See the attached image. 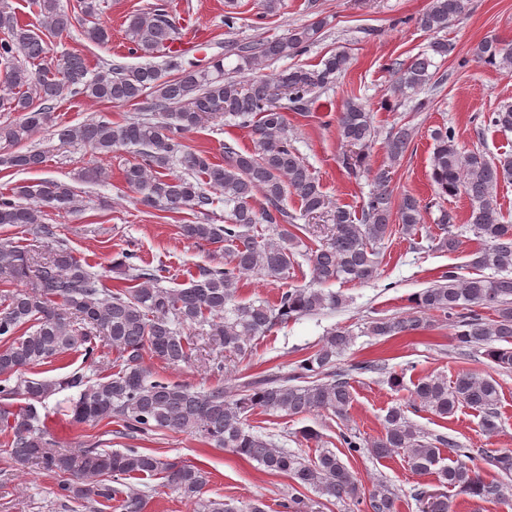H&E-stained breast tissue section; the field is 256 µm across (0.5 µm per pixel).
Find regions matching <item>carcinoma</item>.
Instances as JSON below:
<instances>
[{
  "label": "carcinoma",
  "mask_w": 512,
  "mask_h": 512,
  "mask_svg": "<svg viewBox=\"0 0 512 512\" xmlns=\"http://www.w3.org/2000/svg\"><path fill=\"white\" fill-rule=\"evenodd\" d=\"M38 14L41 33L19 23L16 13L0 0V82L6 93L0 109L16 112V122L0 124V165L16 171L33 170L45 162L46 151L14 147L44 127L53 128L59 144L80 145L107 155L124 148L139 156L123 171L127 186L137 194L139 205L175 212L186 206L198 210L213 203L207 190L224 193L232 205L223 224H181V236L224 248L230 261L224 267L201 266L184 288L163 286V277L136 255L123 253L114 265L125 285L110 289L102 276L78 259L56 227L43 222L44 209L75 213L83 198L71 185L40 179L14 183L0 196V226L14 227L51 244L48 256L0 241V433L14 464H31L48 473L64 475L57 485L61 505L83 502L91 512L109 507L117 512H146L149 494L128 483L130 479H165V486L194 503L195 512H265L257 503L240 507L203 497L209 472L183 461L167 460L137 448L123 451L86 445L76 451L60 448L50 437L47 419L39 409L60 390H70L68 412L77 425L102 421L122 426L120 434L170 431L196 435L212 448H228L237 456L257 462L266 471L285 474L292 493L280 507L285 512H314L316 502L309 491L344 503L363 506L366 512H397L398 495L380 483L371 491L361 484L336 452L322 448L312 458L290 453L252 432L249 417L255 411L283 412L288 416L326 412L340 421L348 419L353 402L348 375L336 367V356L351 343L353 335L338 327L327 332L316 348L294 362L291 372L253 376L232 391L215 386L193 391L185 385L155 375L144 364V355L177 366L191 357L193 343L182 334L197 327L224 352L237 359L252 353L253 341L277 325L310 315L324 307L336 308L344 298L336 292L304 287L281 293L277 302L264 300L236 303L244 275L254 274L268 283L288 278L294 268V249L307 225L285 205L288 194L301 203L302 215L322 214L328 208L326 195L309 166L298 155L288 135V118L276 100L285 97L296 110H303L309 95L330 86L350 64L344 51L329 55L316 69L294 68L270 80L260 74L266 63L299 54L314 42L327 25L320 18L296 28L287 36L261 43L233 42L224 54L204 65L188 66L169 57L163 67L151 64L129 66L105 62L92 70L78 54L62 52L49 57L52 39L69 32L74 23L89 22L100 12L101 0H78L79 12L61 8L60 0H30ZM468 0H430L417 18V25L434 34L466 13ZM178 29L168 15L141 13L129 17L126 38L135 53L151 57L175 39ZM453 44L435 38L429 51L408 63L393 62L399 90L417 94L432 86L435 59L445 60ZM474 60L486 67L512 72V43L479 42L472 49ZM234 56L232 72L248 74L244 82L224 72V59ZM123 104L146 100L145 113L125 123L92 117L77 126L53 125V112L65 96ZM240 119L251 124L253 147L240 151L224 142V162L211 160L204 152H187L180 138L210 120ZM492 125L512 132V105L501 106L490 117ZM340 140L349 147L342 155L348 173L372 175L376 189L362 206L361 216L337 206L331 210V227L323 244L312 251L313 282H369L378 276L375 246L391 236L392 218L398 230L412 237L422 223L421 201L406 193L393 198L388 190L390 169L408 151L414 138L412 127L394 125L386 136L387 165L377 171L366 164V150L376 130L366 105L351 97L337 118ZM431 179L438 195H463L470 203L468 223L483 247L473 264L498 272L512 270V224L502 222L496 191L512 181V156L496 161L479 150H460L451 129L434 132ZM181 175L164 174L174 165ZM261 192L265 206L252 205ZM456 217L442 211L439 224L445 236L442 248H456L451 227ZM266 224L265 230L258 225ZM412 309L397 317H378L368 332L378 337L404 336L428 327L425 315L434 312L456 328L459 348L482 349L498 366L512 368V278L466 279L450 268L436 282L411 298ZM494 311L488 319L483 309ZM117 351L119 364L112 374L90 377L75 371L55 379L26 376L30 369L49 364L69 351L83 350L95 356V339ZM413 406L441 417L468 407L481 414L485 432L497 429L500 401L498 382L460 373L455 380L424 376L411 391ZM26 400L23 409H13L10 400ZM348 453L368 447L379 458L401 455L415 475L433 474L439 486L484 501L503 497L497 478L486 479L477 460L497 473L512 474V450L465 448L446 436L428 438L401 406L390 408L383 433L363 443L356 430L339 433ZM448 456H443V449ZM420 512H448V495L419 489L414 494Z\"/></svg>",
  "instance_id": "cac0c4a2"
}]
</instances>
